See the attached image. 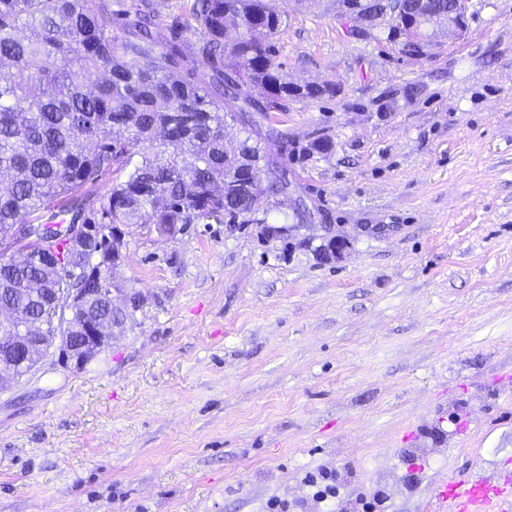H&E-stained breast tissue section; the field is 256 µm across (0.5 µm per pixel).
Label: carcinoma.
<instances>
[{
  "mask_svg": "<svg viewBox=\"0 0 512 512\" xmlns=\"http://www.w3.org/2000/svg\"><path fill=\"white\" fill-rule=\"evenodd\" d=\"M191 0L186 19L156 21L151 0H0V246L31 250L21 264L0 252V305L15 318L51 324L43 293L82 288L56 264L94 272L95 249L75 252L63 239L27 241L25 225L59 209L67 224H106L116 250L133 224H167L169 233L214 221L268 223L271 208L224 190L241 171L266 176L269 196L292 187L278 162L288 132L276 113L288 99V74L271 39L284 24L277 0ZM455 0H405L434 13ZM25 28L38 38L25 40ZM55 61V68L45 60ZM107 78L85 90L88 75ZM234 102L224 107L225 100ZM241 136L224 140V128ZM139 161L132 162L133 157ZM116 175L105 196L100 181Z\"/></svg>",
  "mask_w": 512,
  "mask_h": 512,
  "instance_id": "cac0c4a2",
  "label": "carcinoma"
}]
</instances>
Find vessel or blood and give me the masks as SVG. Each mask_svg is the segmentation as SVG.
Segmentation results:
<instances>
[{
	"instance_id": "vessel-or-blood-1",
	"label": "vessel or blood",
	"mask_w": 512,
	"mask_h": 512,
	"mask_svg": "<svg viewBox=\"0 0 512 512\" xmlns=\"http://www.w3.org/2000/svg\"><path fill=\"white\" fill-rule=\"evenodd\" d=\"M436 512H512V482L475 474L441 484Z\"/></svg>"
}]
</instances>
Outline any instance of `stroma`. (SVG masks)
Listing matches in <instances>:
<instances>
[{
	"label": "stroma",
	"instance_id": "stroma-1",
	"mask_svg": "<svg viewBox=\"0 0 512 512\" xmlns=\"http://www.w3.org/2000/svg\"><path fill=\"white\" fill-rule=\"evenodd\" d=\"M466 6L407 58L285 0L277 62L335 88L281 115L312 223L127 235L118 338L0 391V512H264L319 468L430 512L483 463L512 480V0Z\"/></svg>",
	"mask_w": 512,
	"mask_h": 512
}]
</instances>
